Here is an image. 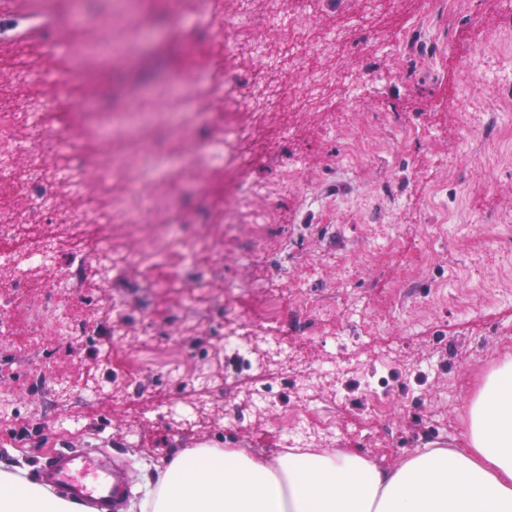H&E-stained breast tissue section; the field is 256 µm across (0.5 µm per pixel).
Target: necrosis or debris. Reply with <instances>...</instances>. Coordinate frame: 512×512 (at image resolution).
Wrapping results in <instances>:
<instances>
[{"label": "necrosis or debris", "instance_id": "4bbe7bcc", "mask_svg": "<svg viewBox=\"0 0 512 512\" xmlns=\"http://www.w3.org/2000/svg\"><path fill=\"white\" fill-rule=\"evenodd\" d=\"M280 0H266L270 19L265 36L278 43L287 63L280 84L264 86L244 77L225 74L222 84H213L206 72L182 83L177 105L180 122L177 126L178 147L189 163L185 167L165 171L170 183L190 181L193 170L222 165L235 169L241 179L237 215L216 223L186 224L180 218V208L170 204L166 219H157L154 201L155 187L146 185L148 176L157 171L159 156L149 147L145 129L120 131L116 136H102L100 129L105 117L100 113L82 112L78 118L93 134L81 146L82 152L97 166L98 181L86 188L78 170H70L61 185L49 183L41 162H34L29 172L28 194L31 204L24 217H17L9 201L17 186L12 176V160L22 149L14 135L17 126L29 123L27 110L9 113L0 120V288L7 296L19 291H35L30 305L34 321L33 336H112L111 322L126 321L130 305L125 290L129 270L140 276L139 285L147 293L180 292L188 298L205 300L209 309L222 311L223 297L211 292V279L224 267V249H238L243 258L257 251L273 254L279 247L274 233L280 222L278 203L300 190L297 159H289L275 177L263 185L250 178L254 160L249 151L252 126L230 121L229 115L239 107L248 108L254 124L262 123L267 111L288 108L299 110L306 104V87L324 82L321 74L307 65L299 54V46L312 45L307 26L300 18L278 22ZM220 93L224 113L217 116V134L198 143L197 133L204 128L202 113L194 103L204 93ZM377 116H368L357 127H340L343 159L360 165L370 158L380 143L376 137ZM135 155L136 166H128L125 158ZM80 194L78 211L68 219L58 217L51 202L55 188ZM262 194L267 206L250 213L254 194ZM109 254L111 264L98 281L99 287L110 292V305L99 316V324L88 323L79 307L74 306L87 285L85 273L100 254ZM67 269L64 278L47 277L55 265ZM144 346L138 355L113 372L115 380L126 387L137 388L144 368L162 362L181 372L182 376L199 377L197 359L187 357L182 345L167 348L154 345L156 331L149 316L140 319Z\"/></svg>", "mask_w": 512, "mask_h": 512}]
</instances>
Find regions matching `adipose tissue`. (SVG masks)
Masks as SVG:
<instances>
[{
	"instance_id": "1",
	"label": "adipose tissue",
	"mask_w": 512,
	"mask_h": 512,
	"mask_svg": "<svg viewBox=\"0 0 512 512\" xmlns=\"http://www.w3.org/2000/svg\"><path fill=\"white\" fill-rule=\"evenodd\" d=\"M136 512H512V359L487 378L459 441L390 466L349 450L187 448L156 470ZM0 512H86L0 466Z\"/></svg>"
}]
</instances>
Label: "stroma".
<instances>
[{
    "instance_id": "stroma-1",
    "label": "stroma",
    "mask_w": 512,
    "mask_h": 512,
    "mask_svg": "<svg viewBox=\"0 0 512 512\" xmlns=\"http://www.w3.org/2000/svg\"><path fill=\"white\" fill-rule=\"evenodd\" d=\"M305 2L308 27L320 38L309 61L331 83L308 88L304 110L269 113L254 137L253 179H270L295 156L306 194L280 204L275 257L258 253L246 262L225 250L224 275L214 288L230 284L234 290L217 320L226 332L247 324L259 333L268 289L305 292L316 310L281 332L296 362L287 366L262 353L264 381L286 407L331 418L330 431L314 438L312 447L346 449L389 465L459 435L485 374L512 357V166L498 162L491 135L471 132L464 121L466 113L493 111L499 125L512 127V112L496 110L512 83V0H469L472 17L457 18L438 56L399 77L392 73L391 49L433 11L434 0H386L376 8L366 0ZM115 22L108 0H87L77 22L71 0H53L50 27L0 40V112L25 103L44 107L37 130L19 129V137H37L49 170L79 168L86 184L96 179L95 165L53 149L62 130L81 143L84 133L72 113L173 111L172 100L154 93V86L201 69L219 80L228 72L268 85L281 80L276 44L262 40L225 52L210 27L193 23L177 0H153L136 33L109 52L85 49L87 37ZM184 33L192 52L180 45ZM486 42L499 44L501 55L477 56ZM472 65L485 72L475 93L457 80L459 70ZM31 71L40 80L28 79ZM67 75L71 84H59ZM372 113L381 119L380 140L392 137L399 117L415 122V139L373 153L359 166L340 161L334 127L359 125ZM292 128L301 136L286 140ZM333 156V172L322 175V162ZM451 168L457 177L448 186V208L462 217L442 224L422 199ZM193 178L180 198L187 218L232 208L233 169L200 170ZM326 196L336 203L332 224L318 221L316 203ZM361 207L377 209L381 229L399 243L395 252L375 257L368 225L352 218ZM421 263L425 274L411 277ZM10 306L9 333L0 335V461L35 471L51 453L75 448L122 463L136 487L144 470L165 467L185 448H252L274 456L289 447L277 412L256 410L247 381L207 390L165 370L146 373L134 391L111 381L114 364L141 343L138 321L124 323L116 349L96 348L81 336H44L33 346L24 297H13ZM150 316L164 343L179 342L183 318H197L189 344L203 349L204 374L223 378L224 348L212 338L216 319L195 314L185 295L173 292L156 297ZM361 321L379 326L369 342L352 354L330 347V338L356 331ZM386 353L402 380L417 389L392 396L387 412L371 418L365 406L339 393ZM95 385L99 393L86 398ZM182 395L209 400L203 416L184 430L156 415L159 401Z\"/></svg>"
}]
</instances>
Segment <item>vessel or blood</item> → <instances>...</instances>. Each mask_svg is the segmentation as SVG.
Wrapping results in <instances>:
<instances>
[{
    "instance_id": "1",
    "label": "vessel or blood",
    "mask_w": 512,
    "mask_h": 512,
    "mask_svg": "<svg viewBox=\"0 0 512 512\" xmlns=\"http://www.w3.org/2000/svg\"><path fill=\"white\" fill-rule=\"evenodd\" d=\"M49 0H0V17L43 15ZM40 484L59 491L67 499L86 504L90 512H122L130 492L127 475L106 466L85 451L60 450L42 464Z\"/></svg>"
}]
</instances>
